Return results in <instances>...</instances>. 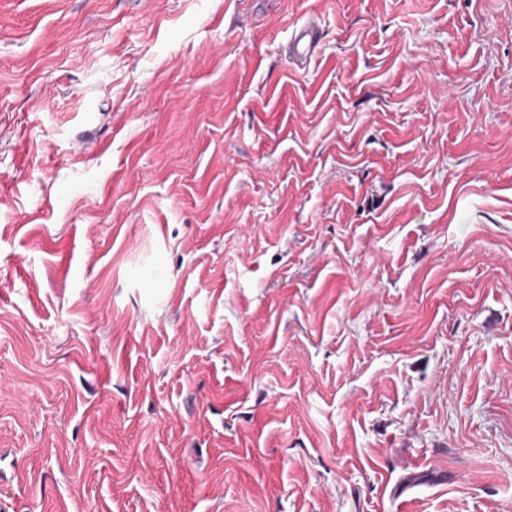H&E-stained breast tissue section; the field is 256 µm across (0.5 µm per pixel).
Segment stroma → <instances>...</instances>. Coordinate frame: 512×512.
<instances>
[{"instance_id":"1","label":"stroma","mask_w":512,"mask_h":512,"mask_svg":"<svg viewBox=\"0 0 512 512\" xmlns=\"http://www.w3.org/2000/svg\"><path fill=\"white\" fill-rule=\"evenodd\" d=\"M0 512H512V0H0ZM322 34V28L315 17L307 18L293 30L289 41V52L296 65L303 67L317 54Z\"/></svg>"}]
</instances>
